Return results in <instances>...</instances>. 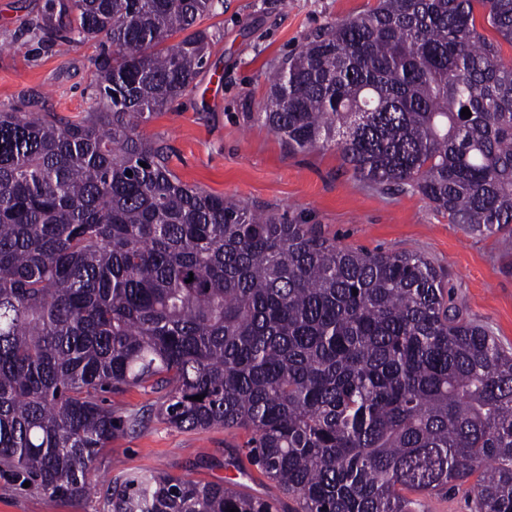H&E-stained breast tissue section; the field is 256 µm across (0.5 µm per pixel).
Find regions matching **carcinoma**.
Returning a JSON list of instances; mask_svg holds the SVG:
<instances>
[{"label": "carcinoma", "mask_w": 512, "mask_h": 512, "mask_svg": "<svg viewBox=\"0 0 512 512\" xmlns=\"http://www.w3.org/2000/svg\"><path fill=\"white\" fill-rule=\"evenodd\" d=\"M222 7L46 0L32 24L59 47L103 38L112 52L93 114L62 122L36 95L0 112V472L80 501L112 438L153 415L252 432L247 458L291 512H412L405 493L471 477L474 512H512V352L446 275L188 185L138 132L193 84L211 40L198 22ZM503 42L512 0H378L286 58L259 116L293 152L333 147L359 179L511 237ZM132 387L160 402L104 405ZM229 508L286 512L158 470L115 475L103 501Z\"/></svg>", "instance_id": "cac0c4a2"}]
</instances>
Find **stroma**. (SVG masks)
Listing matches in <instances>:
<instances>
[{"label":"stroma","instance_id":"obj_1","mask_svg":"<svg viewBox=\"0 0 512 512\" xmlns=\"http://www.w3.org/2000/svg\"><path fill=\"white\" fill-rule=\"evenodd\" d=\"M376 0H224L201 28L213 34L194 84L139 127L163 141L170 167L187 184L249 209L314 224L337 243L389 253H421L449 274L467 316L512 351V238L480 237L449 223L419 194L357 179L333 149L292 152L258 113L269 77L328 23L358 16ZM45 0H0V112L40 96L43 111L72 119L93 110L101 46L47 50L26 30ZM248 431H185L150 419L113 438L93 472L92 495L51 498L0 477V512H101L109 479L121 471L158 469L199 483H233L239 492L280 491L246 456Z\"/></svg>","mask_w":512,"mask_h":512}]
</instances>
